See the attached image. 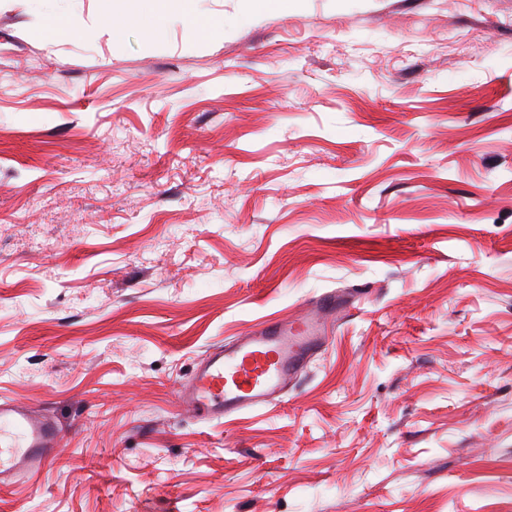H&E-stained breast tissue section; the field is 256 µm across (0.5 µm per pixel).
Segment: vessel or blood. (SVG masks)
Here are the masks:
<instances>
[{"instance_id":"1","label":"vessel or blood","mask_w":512,"mask_h":512,"mask_svg":"<svg viewBox=\"0 0 512 512\" xmlns=\"http://www.w3.org/2000/svg\"><path fill=\"white\" fill-rule=\"evenodd\" d=\"M335 293L314 315L272 317L229 344L214 347L179 389L183 404L205 420L233 417L284 394L321 347L336 315ZM63 444L57 422L40 410L0 400V485L39 474Z\"/></svg>"}]
</instances>
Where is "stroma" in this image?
I'll return each mask as SVG.
<instances>
[{
    "label": "stroma",
    "mask_w": 512,
    "mask_h": 512,
    "mask_svg": "<svg viewBox=\"0 0 512 512\" xmlns=\"http://www.w3.org/2000/svg\"><path fill=\"white\" fill-rule=\"evenodd\" d=\"M0 0V512H512V0ZM354 297L282 402L178 389ZM129 2H132L135 7L127 19L142 23L152 37L158 38L163 35L170 20L168 5L171 2L182 4L181 18L185 24L202 32L206 30L191 6L193 0H131ZM63 439L53 418L0 399V485L39 474L54 461Z\"/></svg>",
    "instance_id": "35a3bbf8"
}]
</instances>
